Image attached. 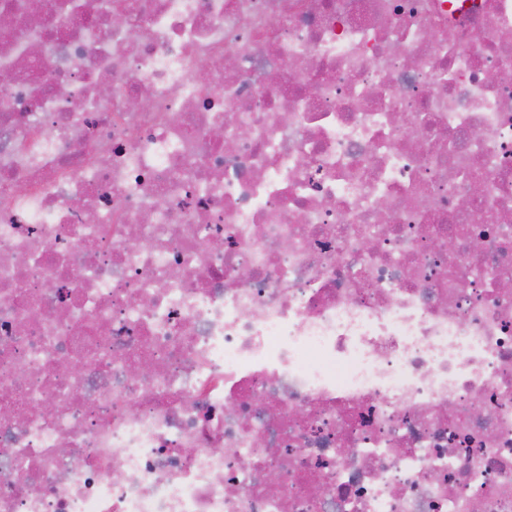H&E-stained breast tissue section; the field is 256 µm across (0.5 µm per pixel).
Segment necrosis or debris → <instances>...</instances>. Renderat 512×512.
I'll return each mask as SVG.
<instances>
[{"label": "necrosis or debris", "instance_id": "obj_1", "mask_svg": "<svg viewBox=\"0 0 512 512\" xmlns=\"http://www.w3.org/2000/svg\"><path fill=\"white\" fill-rule=\"evenodd\" d=\"M1 19L0 512H512V0Z\"/></svg>", "mask_w": 512, "mask_h": 512}]
</instances>
